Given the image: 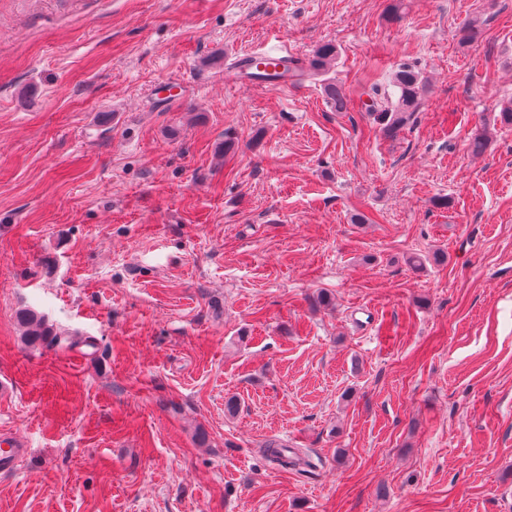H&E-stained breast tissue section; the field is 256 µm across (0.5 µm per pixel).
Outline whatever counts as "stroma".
Returning <instances> with one entry per match:
<instances>
[{
  "label": "stroma",
  "instance_id": "35a3bbf8",
  "mask_svg": "<svg viewBox=\"0 0 512 512\" xmlns=\"http://www.w3.org/2000/svg\"><path fill=\"white\" fill-rule=\"evenodd\" d=\"M509 100L512 0H0V512H512ZM338 54L335 44L326 42L318 46L310 62L309 72L312 76L325 73L328 65L336 59ZM288 59H293L288 48L276 46L274 48L253 51L237 56L233 61L229 72L236 77L237 72L257 73L264 75V79H254V83H262L270 86H287L288 81L272 78L276 73L283 71V67L288 63ZM425 80L421 73L409 65H402L394 73L391 86L394 93L381 94L378 85L371 86L369 112L380 132L393 137L410 123L419 110ZM395 96V100H393ZM19 320L25 328V340L29 344L48 341V343H57L62 341L61 336H54L50 329L45 325L42 316L33 311L25 310L19 314ZM30 451L27 442L16 435L0 436V472L10 473Z\"/></svg>",
  "mask_w": 512,
  "mask_h": 512
}]
</instances>
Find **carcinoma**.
I'll return each mask as SVG.
<instances>
[{"label": "carcinoma", "instance_id": "carcinoma-1", "mask_svg": "<svg viewBox=\"0 0 512 512\" xmlns=\"http://www.w3.org/2000/svg\"><path fill=\"white\" fill-rule=\"evenodd\" d=\"M337 47L331 42L318 46L310 62L309 72L313 76L325 73L328 65L336 59ZM425 80L421 73L409 65H402L394 73L392 87L394 93L381 92L377 85L371 86L372 96L369 112L380 132L392 137L410 123L414 122L424 91ZM19 320L25 328V340L30 344L48 341L57 343L62 337L52 334L44 319L33 311L25 310L19 314ZM263 453L271 461L286 467L296 464L298 458L288 455V449L276 443L268 444Z\"/></svg>", "mask_w": 512, "mask_h": 512}]
</instances>
